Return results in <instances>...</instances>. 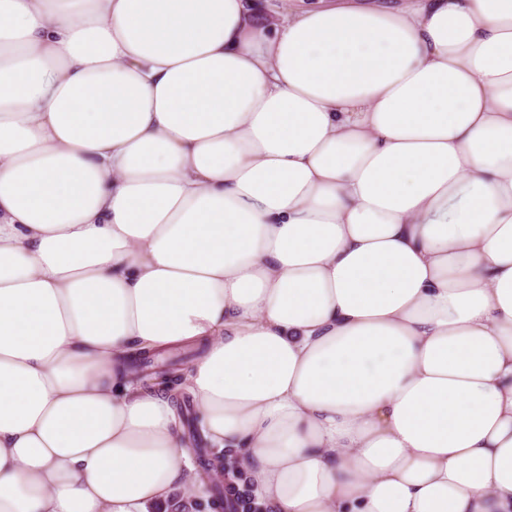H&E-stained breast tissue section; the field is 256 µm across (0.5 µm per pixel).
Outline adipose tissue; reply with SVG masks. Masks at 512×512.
I'll list each match as a JSON object with an SVG mask.
<instances>
[{"label":"adipose tissue","instance_id":"obj_1","mask_svg":"<svg viewBox=\"0 0 512 512\" xmlns=\"http://www.w3.org/2000/svg\"><path fill=\"white\" fill-rule=\"evenodd\" d=\"M512 512V0H0V512ZM161 353L162 352H159V351H157V352H147V351L138 352V353H136V355L134 357L131 356L130 367L136 373L144 372L145 370H148V369L157 368L158 370H155L150 375H155V379L159 378V377H164L167 372L165 370H163L161 368L162 365H159L157 362L158 357L161 355ZM186 448H183L185 458L183 461H187L193 468L195 473L200 471L199 457L204 455L207 458L206 451H198L195 453L194 447L190 445L184 438ZM235 457L230 452H222L220 456L211 458L207 465H205L200 471V478L209 473L211 467L218 465L220 470H217L214 474L209 473L206 478V485H210L212 482L218 483L223 482L221 488L217 489L215 493L216 501L213 502L212 507L208 504V507L213 512H228L226 507L230 506L237 511L233 512H264V506L256 501L251 489L246 483L244 473L235 463ZM224 476H223V473ZM214 476L216 478H214ZM224 479V481H223Z\"/></svg>","mask_w":512,"mask_h":512}]
</instances>
